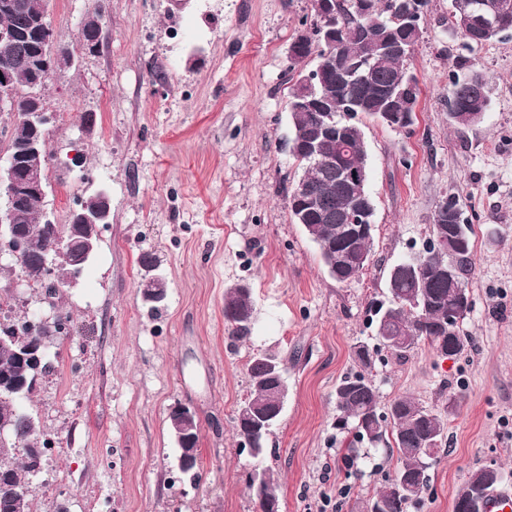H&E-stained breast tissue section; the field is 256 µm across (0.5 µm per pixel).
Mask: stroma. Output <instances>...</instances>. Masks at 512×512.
I'll use <instances>...</instances> for the list:
<instances>
[{
	"instance_id": "1",
	"label": "stroma",
	"mask_w": 512,
	"mask_h": 512,
	"mask_svg": "<svg viewBox=\"0 0 512 512\" xmlns=\"http://www.w3.org/2000/svg\"><path fill=\"white\" fill-rule=\"evenodd\" d=\"M101 4L102 46L88 54L80 28ZM313 6L48 0L74 62L41 91L56 115L46 205L63 224L104 189L112 220L77 284L51 301L30 288L15 300V263L0 257L1 312L56 308L71 324L23 403L51 442L32 479L33 512H255L248 476L258 466L277 479L282 512H365L397 460L336 427V385L359 372L376 383L381 406L407 396L448 421L428 488L406 512H452L473 471L492 460L512 468V36L472 58L489 82L484 120L454 125L448 73L463 50L448 30L451 0H428L407 62L421 90L413 125L363 123L372 256L359 278L339 283L288 208L302 173L285 146L289 49ZM77 150L82 164L69 168ZM451 193L472 227V305L460 324L469 345L443 359L422 340L398 359L378 350L371 308L388 298L389 266L422 250ZM144 253L166 280L158 305L141 297ZM237 285L254 305L241 342L224 320V292ZM360 342L375 351L372 368L353 353ZM259 353L284 361L288 394L256 459L242 452L235 418ZM178 404L199 425L203 477L194 484L176 465L169 413Z\"/></svg>"
}]
</instances>
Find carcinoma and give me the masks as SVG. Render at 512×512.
Returning a JSON list of instances; mask_svg holds the SVG:
<instances>
[{
  "mask_svg": "<svg viewBox=\"0 0 512 512\" xmlns=\"http://www.w3.org/2000/svg\"><path fill=\"white\" fill-rule=\"evenodd\" d=\"M472 0H452L448 14L450 29L461 40L470 54L490 41L512 33V13L498 17V29L480 27L476 14L471 12ZM394 15L390 0H338L336 13L329 19L314 14L313 31H320L327 21L334 25V33L341 45L336 69L327 73L319 89L321 105L307 112L291 113L292 133L303 136L319 128L336 123L338 112H362L372 116L388 111L400 78L408 71L407 59L389 55L362 74L359 66L371 49L362 44L361 30L391 22ZM103 11L97 9L83 22L81 33L87 39L97 37L102 28ZM30 15L0 10V67H9L10 91L18 101L17 120L9 143L10 151H27L33 132L25 118L37 109L40 101L32 97L45 76L37 45L30 33ZM448 101L453 104V122L458 126L479 123L489 108V91L483 74L470 71L449 75ZM308 184V212L303 228L315 243L325 269L338 268L340 283L350 282L363 274L366 264L362 256L371 254L372 239L362 237L353 242L343 256L325 250L344 236L346 213L352 193L336 181V172L316 166L302 159ZM446 217L433 216L431 235H448V225H456V239L447 241L441 254L419 252L390 266L387 287L390 295L389 311L381 327L400 339V344L388 352L401 358L424 339L436 353L448 358L463 353L468 343L461 335L460 325L448 326V304L455 302L457 289L444 268L454 265L460 280H465L471 263L472 228L464 222L459 197L446 198ZM45 201L29 196L22 202L26 233L34 254L15 262L17 275L24 276L33 289L44 288V278L36 260V252L56 243L55 225L46 223ZM224 306H231L235 314L226 320L228 332L235 340H246L251 332L253 300L245 286L229 288L224 295ZM17 335L11 324H0V416L12 420L10 432L0 440V455L20 456V462L10 466L6 478L0 479V512H32L33 489L30 477L40 472L47 442L40 439L33 417L21 402L31 398L39 381L32 379L29 368L23 366L21 343L40 341L37 331L13 340ZM287 369L277 359L256 354L247 363L250 392L246 403L257 413L275 423L281 411L275 404L277 394L286 386ZM337 425L353 438L374 449L382 448L397 453L401 472L414 484L429 482L428 470L439 449L429 453L432 439L445 441L447 421L434 409L408 397H396L390 402V418L379 412V396L375 384L362 374L346 375L336 385ZM264 488L253 493L256 512H272L271 503L280 500L279 484L268 472Z\"/></svg>",
  "mask_w": 512,
  "mask_h": 512,
  "instance_id": "obj_1",
  "label": "carcinoma"
}]
</instances>
